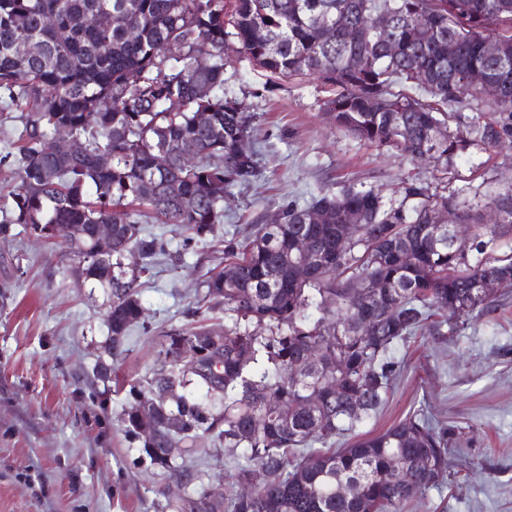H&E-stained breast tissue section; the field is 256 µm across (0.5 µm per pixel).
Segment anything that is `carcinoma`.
<instances>
[{
	"mask_svg": "<svg viewBox=\"0 0 512 512\" xmlns=\"http://www.w3.org/2000/svg\"><path fill=\"white\" fill-rule=\"evenodd\" d=\"M382 11L390 26L375 30L369 19ZM49 17L67 39L57 40ZM500 27L512 30V0H0V93L6 107L25 112L6 223L45 240L54 227L82 259V275L112 289L106 323L116 351L142 316L141 275L166 254L143 223L178 225L186 247L224 223V202L261 176L258 154L239 146L253 137L252 115L224 92L228 50L280 78L319 75L333 87L325 105L336 129L411 160L426 153L446 174L470 148L512 143V36H505L507 67L483 52ZM472 70L501 79L491 103L498 118L453 131L449 110L483 103L463 83ZM201 112L209 113L204 125ZM61 128L83 140L84 154L56 150ZM186 140L200 145L196 164L174 158L164 170L154 166L159 148ZM101 152L112 154L110 167L96 164ZM400 195L322 189L302 205L282 204V223L257 224L246 241H228V263L206 281V297L224 302L234 327L183 368L177 345L206 329L168 335L160 368L130 395L168 383L196 388L154 406V435L143 442L153 464L178 475L164 449L216 429L224 447L244 451L238 483L255 467L266 480L249 496L202 487L177 512H401L446 472L459 434L419 412L344 448L326 447L386 402L396 344L436 315L454 331V319L480 318L512 288V255L482 258L498 225L481 223L483 210L494 208L512 226V186L484 196L481 209L413 179ZM316 209L329 211L332 223H307ZM441 209L476 226L467 251L438 243L448 230L430 224ZM350 215L358 224L340 247L336 225ZM97 224L112 225L110 278L96 257ZM73 225L81 235L67 233ZM302 234L324 260L304 280L289 262ZM125 249L139 263L128 266ZM489 276L499 288L482 293L477 285ZM356 284L369 287V306L351 296ZM175 413L182 426L171 432L164 422Z\"/></svg>",
	"mask_w": 512,
	"mask_h": 512,
	"instance_id": "carcinoma-1",
	"label": "carcinoma"
}]
</instances>
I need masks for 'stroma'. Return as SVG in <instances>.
Instances as JSON below:
<instances>
[{
  "instance_id": "stroma-1",
  "label": "stroma",
  "mask_w": 512,
  "mask_h": 512,
  "mask_svg": "<svg viewBox=\"0 0 512 512\" xmlns=\"http://www.w3.org/2000/svg\"><path fill=\"white\" fill-rule=\"evenodd\" d=\"M225 88L255 115L251 143L264 176L224 205V221L178 254L173 224H150L168 255L143 278L140 325L123 352L108 353L110 289L78 278L59 240L35 238L8 223L16 175L0 165V512H170L194 487L231 485L242 453L216 433L176 447L178 476L151 464L124 422L131 383L152 377L167 334L187 325L223 333L234 319L223 305L198 309L207 278L224 266V246L244 241L289 201L321 187L397 190L415 179L440 193L473 198L487 183L512 181V151L470 150L447 178L394 149L338 131L316 76L277 79L245 55L231 54ZM393 390L381 411L356 429L375 435L410 413L463 430L448 471L402 512H512V292L479 320L424 332L395 346Z\"/></svg>"
}]
</instances>
